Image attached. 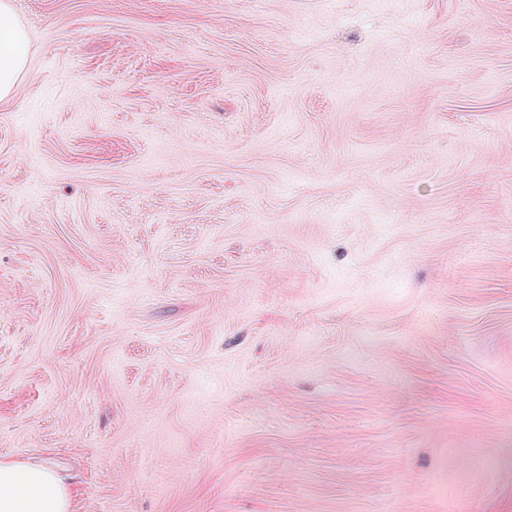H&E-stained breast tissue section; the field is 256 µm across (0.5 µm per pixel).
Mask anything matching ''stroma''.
Segmentation results:
<instances>
[{
    "instance_id": "stroma-1",
    "label": "stroma",
    "mask_w": 512,
    "mask_h": 512,
    "mask_svg": "<svg viewBox=\"0 0 512 512\" xmlns=\"http://www.w3.org/2000/svg\"><path fill=\"white\" fill-rule=\"evenodd\" d=\"M0 456L73 512H512V0H14Z\"/></svg>"
}]
</instances>
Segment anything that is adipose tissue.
Returning <instances> with one entry per match:
<instances>
[{"label": "adipose tissue", "instance_id": "ef3b65f1", "mask_svg": "<svg viewBox=\"0 0 512 512\" xmlns=\"http://www.w3.org/2000/svg\"><path fill=\"white\" fill-rule=\"evenodd\" d=\"M29 51V31L13 0H0V102L26 75ZM0 512H72L66 477L45 464L0 458Z\"/></svg>", "mask_w": 512, "mask_h": 512}]
</instances>
